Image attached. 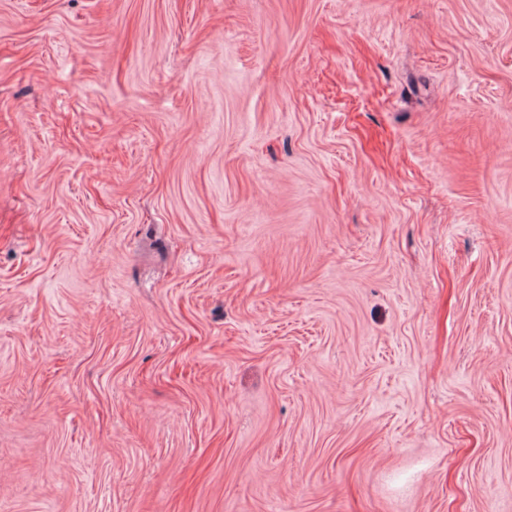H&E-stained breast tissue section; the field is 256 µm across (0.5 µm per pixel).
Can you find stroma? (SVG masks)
Returning <instances> with one entry per match:
<instances>
[{"instance_id": "35a3bbf8", "label": "stroma", "mask_w": 512, "mask_h": 512, "mask_svg": "<svg viewBox=\"0 0 512 512\" xmlns=\"http://www.w3.org/2000/svg\"><path fill=\"white\" fill-rule=\"evenodd\" d=\"M0 512H512V0H0Z\"/></svg>"}]
</instances>
